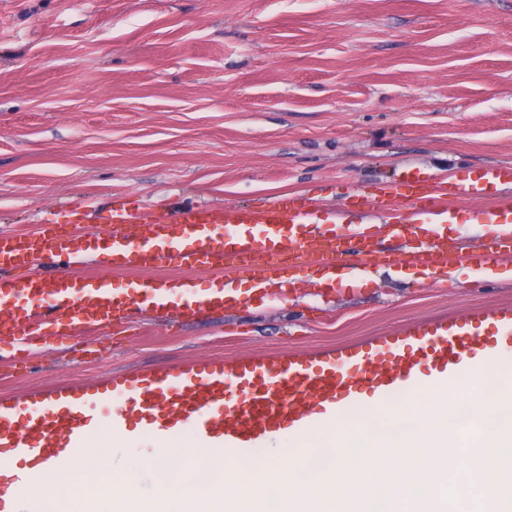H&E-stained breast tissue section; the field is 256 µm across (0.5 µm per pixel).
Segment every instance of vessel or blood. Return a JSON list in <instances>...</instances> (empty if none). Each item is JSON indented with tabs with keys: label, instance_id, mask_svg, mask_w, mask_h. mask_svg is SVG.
Returning <instances> with one entry per match:
<instances>
[{
	"label": "vessel or blood",
	"instance_id": "vessel-or-blood-1",
	"mask_svg": "<svg viewBox=\"0 0 512 512\" xmlns=\"http://www.w3.org/2000/svg\"><path fill=\"white\" fill-rule=\"evenodd\" d=\"M353 198L378 211L380 223H354L338 211L322 223L315 204L282 198L262 207L116 208L92 238L83 232L89 210L67 224L1 232L6 313L0 338L13 339L8 357L30 355L48 334L69 336L109 323L118 309L155 319L223 310L230 272L247 273L264 293L290 288L291 273L315 266L330 288L348 244L362 270L404 263L423 267L429 277L440 268L471 265L487 278L512 258V164L487 165L470 178L409 165L397 179L355 189ZM463 198L473 203L469 223L492 227L489 241L469 248L448 236ZM388 237L407 243V250H384ZM88 260L99 265L98 273H81ZM202 273L212 274L216 287L182 292ZM118 275L124 279L119 292L112 286ZM499 345L512 347L511 307L308 356L200 360L29 390L0 397V448L26 464L59 469L103 427L114 436L155 438L189 429L210 450L251 448L271 433L336 419L364 393L384 403L427 378L457 374ZM22 495L30 512H42L40 495L21 473H0V512H14Z\"/></svg>",
	"mask_w": 512,
	"mask_h": 512
}]
</instances>
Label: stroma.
<instances>
[{
    "instance_id": "stroma-1",
    "label": "stroma",
    "mask_w": 512,
    "mask_h": 512,
    "mask_svg": "<svg viewBox=\"0 0 512 512\" xmlns=\"http://www.w3.org/2000/svg\"><path fill=\"white\" fill-rule=\"evenodd\" d=\"M512 163V0H0V231L74 211L278 198L347 207L407 164ZM490 283L392 264L188 321H113L0 372V394L203 359L306 353L477 309ZM149 437L100 469L156 496Z\"/></svg>"
}]
</instances>
